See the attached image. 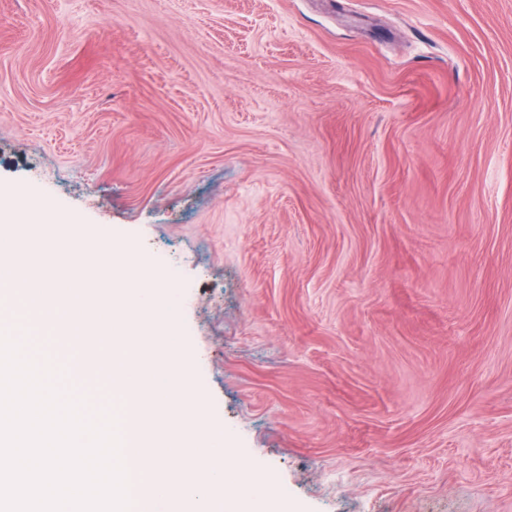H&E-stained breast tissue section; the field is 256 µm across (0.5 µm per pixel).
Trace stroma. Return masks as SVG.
I'll return each mask as SVG.
<instances>
[{
  "label": "stroma",
  "mask_w": 512,
  "mask_h": 512,
  "mask_svg": "<svg viewBox=\"0 0 512 512\" xmlns=\"http://www.w3.org/2000/svg\"><path fill=\"white\" fill-rule=\"evenodd\" d=\"M0 186L150 258L291 512H512V0H0Z\"/></svg>",
  "instance_id": "obj_1"
}]
</instances>
